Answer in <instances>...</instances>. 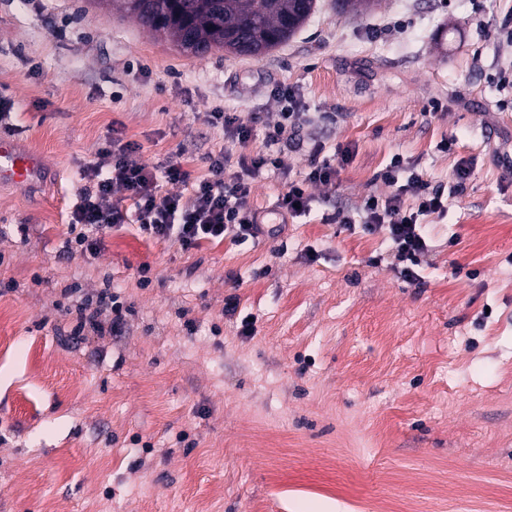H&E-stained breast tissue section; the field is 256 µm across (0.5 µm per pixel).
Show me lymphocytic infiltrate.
<instances>
[{
    "mask_svg": "<svg viewBox=\"0 0 512 512\" xmlns=\"http://www.w3.org/2000/svg\"><path fill=\"white\" fill-rule=\"evenodd\" d=\"M274 96L283 105L274 121L258 112L252 113L246 122L232 112L208 113V123L223 130L228 147L205 155L208 175L203 179H192L177 158L160 168L148 165L140 158L141 147L137 142L116 131L107 135L97 151L98 162L82 169L86 186L71 215L66 250L77 248L96 255L106 236L130 215L146 238L172 242L185 251L198 248L204 241L228 238L243 243L258 239L270 233L271 227L265 212L250 202V181L265 171L286 178L285 189L276 203L280 224L308 212L312 201L310 187L335 182L338 164L348 163L352 152L346 148L337 156L327 157L322 146L312 147L307 170L299 177L289 178L283 148L294 143L302 126L316 120L332 123L336 115L323 112L314 117L304 112L300 93L291 86L277 88ZM257 130L262 133L263 151L249 157H232L230 145L246 143ZM380 177L389 187V194L368 197L359 218L334 212L324 214L322 220L351 230L359 227L369 233L382 231L391 254L401 265V275L409 281H419L417 266L429 250L420 219L444 213V193L431 185L424 172L406 166L397 155ZM408 197L415 201L410 210L404 207ZM105 312L112 315V333L122 332V307L117 295L108 289L76 308L77 329L96 326L99 315Z\"/></svg>",
    "mask_w": 512,
    "mask_h": 512,
    "instance_id": "f902f5d3",
    "label": "lymphocytic infiltrate"
}]
</instances>
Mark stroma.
Wrapping results in <instances>:
<instances>
[{
	"label": "stroma",
	"mask_w": 512,
	"mask_h": 512,
	"mask_svg": "<svg viewBox=\"0 0 512 512\" xmlns=\"http://www.w3.org/2000/svg\"><path fill=\"white\" fill-rule=\"evenodd\" d=\"M509 12L317 0L251 58L182 53L87 0H0V95L47 172L0 187V512H512V91L493 80L512 65ZM279 85L339 115L301 129L292 175L309 144L353 152L309 215L187 252L129 222L97 255L63 253L79 171L111 129L203 178L226 147L206 113L275 116ZM396 155L442 186L458 159L473 167L424 219L417 284L382 234L321 221L388 194ZM75 287L118 294L125 333L68 342Z\"/></svg>",
	"instance_id": "1"
}]
</instances>
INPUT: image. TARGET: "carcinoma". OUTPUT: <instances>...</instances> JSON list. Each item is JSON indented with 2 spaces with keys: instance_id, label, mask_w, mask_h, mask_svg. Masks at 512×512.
<instances>
[{
  "instance_id": "1",
  "label": "carcinoma",
  "mask_w": 512,
  "mask_h": 512,
  "mask_svg": "<svg viewBox=\"0 0 512 512\" xmlns=\"http://www.w3.org/2000/svg\"><path fill=\"white\" fill-rule=\"evenodd\" d=\"M380 0H340L347 12L372 10ZM95 8L132 17L184 53L217 48L235 55L269 53L307 22L316 0H89Z\"/></svg>"
}]
</instances>
